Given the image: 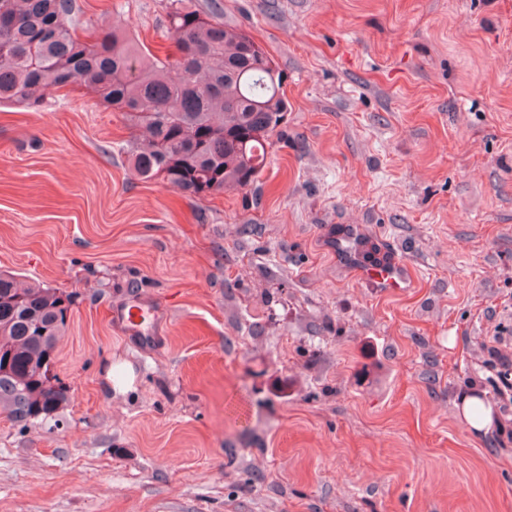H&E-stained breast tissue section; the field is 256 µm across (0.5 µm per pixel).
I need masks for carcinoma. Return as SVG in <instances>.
<instances>
[{
	"mask_svg": "<svg viewBox=\"0 0 512 512\" xmlns=\"http://www.w3.org/2000/svg\"><path fill=\"white\" fill-rule=\"evenodd\" d=\"M79 12L77 0H0L1 104L31 109L78 85L148 132L130 157L139 177L196 196L259 182L288 112L284 73L219 18L215 0L206 12L195 0H172L174 50L163 58L116 25L97 38L82 34ZM65 302L73 306V294L0 272V350L24 381L18 393L0 388V406L20 421L46 419L68 399L35 377L55 353L36 339L34 325L60 336L68 328Z\"/></svg>",
	"mask_w": 512,
	"mask_h": 512,
	"instance_id": "carcinoma-1",
	"label": "carcinoma"
}]
</instances>
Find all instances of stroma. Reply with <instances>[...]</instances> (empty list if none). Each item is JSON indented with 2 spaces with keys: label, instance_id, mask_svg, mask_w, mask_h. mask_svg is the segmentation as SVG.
<instances>
[{
  "label": "stroma",
  "instance_id": "obj_1",
  "mask_svg": "<svg viewBox=\"0 0 512 512\" xmlns=\"http://www.w3.org/2000/svg\"><path fill=\"white\" fill-rule=\"evenodd\" d=\"M78 2L85 28L172 45L171 0ZM220 3L286 76L259 190L136 177L123 113L77 87L0 104V271L76 296L67 403L0 410V512H512L489 355L512 328V0ZM340 224L414 287L358 280ZM136 301L163 307L155 344L118 320ZM462 416L474 430H481L493 422L492 407L486 405L479 397L465 395L462 400Z\"/></svg>",
  "mask_w": 512,
  "mask_h": 512
}]
</instances>
